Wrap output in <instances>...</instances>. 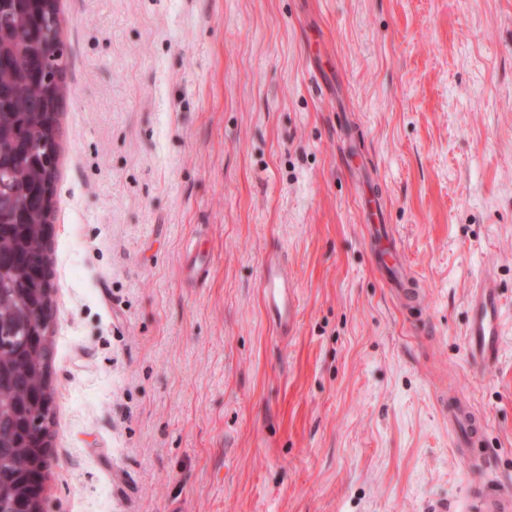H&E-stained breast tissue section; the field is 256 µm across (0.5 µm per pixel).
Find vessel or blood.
Instances as JSON below:
<instances>
[{
  "mask_svg": "<svg viewBox=\"0 0 512 512\" xmlns=\"http://www.w3.org/2000/svg\"><path fill=\"white\" fill-rule=\"evenodd\" d=\"M386 285L399 299L411 301L412 282L399 263L386 266ZM263 298L267 313L277 328L290 329L297 314V293L288 272L277 257H269L263 267ZM469 317L466 326L467 360L471 370L481 374L497 365L501 353L502 307L497 279L485 273L468 296ZM448 422L457 438L468 445L480 437V425L466 404L446 406ZM467 468L476 480L470 507L472 512H512V491L487 476V462L482 455L470 452Z\"/></svg>",
  "mask_w": 512,
  "mask_h": 512,
  "instance_id": "1",
  "label": "vessel or blood"
}]
</instances>
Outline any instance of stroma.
<instances>
[{"instance_id": "obj_1", "label": "stroma", "mask_w": 512, "mask_h": 512, "mask_svg": "<svg viewBox=\"0 0 512 512\" xmlns=\"http://www.w3.org/2000/svg\"><path fill=\"white\" fill-rule=\"evenodd\" d=\"M58 7L45 512H464L446 398L512 486V0ZM273 254L289 336L263 305ZM488 271L502 356L477 376ZM385 252H376V258L385 270L386 274V286L390 288V291L401 301L404 300L405 305L412 304V282L404 270V267L400 266V259L398 254L393 253L390 256L393 258V263L388 265L387 262H383V255ZM262 280L267 314L277 328L290 330L297 314V293L280 259L274 256L267 259ZM469 317L466 326L467 360L476 374L497 365L501 353L502 307L497 279L486 272L468 296ZM443 409L448 414V423L453 427L457 438L466 446L474 445L480 437L481 430L469 407L461 401L448 405V400H445Z\"/></svg>"}]
</instances>
